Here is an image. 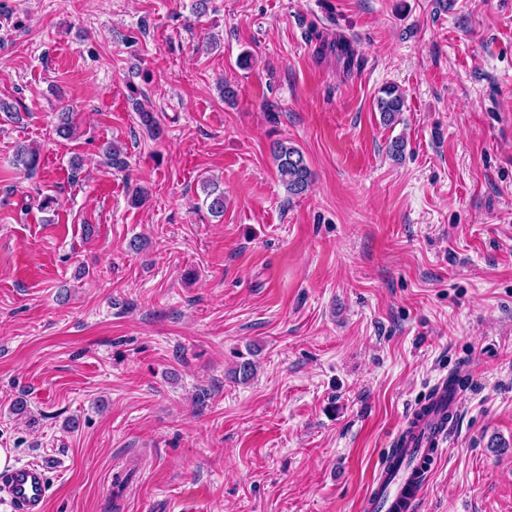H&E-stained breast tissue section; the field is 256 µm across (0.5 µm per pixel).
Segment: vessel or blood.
<instances>
[{
    "mask_svg": "<svg viewBox=\"0 0 512 512\" xmlns=\"http://www.w3.org/2000/svg\"><path fill=\"white\" fill-rule=\"evenodd\" d=\"M431 411L411 417L397 444L398 464H382L374 482L376 491L362 503V512H417L423 495V464L433 458L448 435V426L459 408L458 391H447L438 384ZM0 488L14 512H44L48 493L46 468L24 463L0 472Z\"/></svg>",
    "mask_w": 512,
    "mask_h": 512,
    "instance_id": "obj_1",
    "label": "vessel or blood"
}]
</instances>
